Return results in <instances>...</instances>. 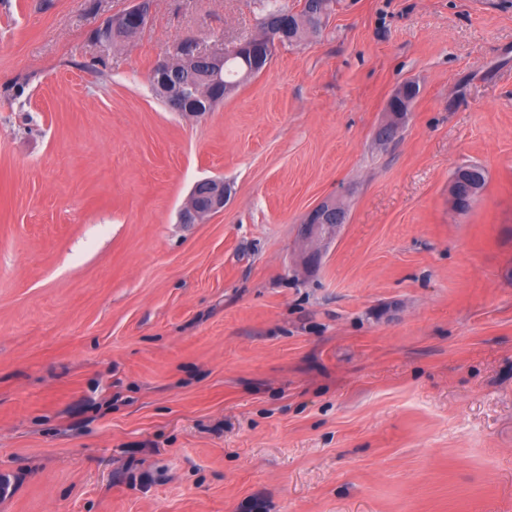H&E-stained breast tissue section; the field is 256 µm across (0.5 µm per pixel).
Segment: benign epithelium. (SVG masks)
Returning <instances> with one entry per match:
<instances>
[{
    "label": "benign epithelium",
    "instance_id": "7a95c632",
    "mask_svg": "<svg viewBox=\"0 0 512 512\" xmlns=\"http://www.w3.org/2000/svg\"><path fill=\"white\" fill-rule=\"evenodd\" d=\"M295 14H287L284 21H276L268 29V41L279 45L288 40L294 28ZM149 18V0H137L128 10L109 17L93 30L92 40L103 46H109L121 34L134 38L147 24ZM224 73V52L208 51L189 39L173 47L164 58L153 66L154 82L166 89L168 109L193 115L195 99L192 93L198 89L207 92L209 103L222 99ZM417 90L414 84L405 83L399 87L388 104L390 120L376 133L380 142L394 139L403 126V119ZM481 182L475 168H458L450 185L452 206L463 208L481 193ZM227 188L224 181L208 179L195 185L186 199L180 213L183 224H198L215 214L224 211ZM347 221V208L338 200H327L312 208L301 224V236L312 241L323 233H330Z\"/></svg>",
    "mask_w": 512,
    "mask_h": 512
}]
</instances>
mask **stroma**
<instances>
[{
    "label": "stroma",
    "mask_w": 512,
    "mask_h": 512,
    "mask_svg": "<svg viewBox=\"0 0 512 512\" xmlns=\"http://www.w3.org/2000/svg\"><path fill=\"white\" fill-rule=\"evenodd\" d=\"M264 2L151 0L101 47L131 0H0V512H512V0H336L164 107L154 63ZM209 178L223 212L180 223ZM149 0H139L128 10L109 17L93 30L92 40L103 46H109L118 34L134 38L147 24L149 18ZM417 90L414 84L404 83L392 96L388 104L390 120L384 124L376 133L380 142H387L394 139L403 126V119L409 106L415 100ZM402 104V107H400ZM476 174L475 168L471 166H462L456 170L450 185L452 206L463 208L479 196L486 185V177L481 175L480 182ZM347 208L339 200H327L312 208L301 224V236L312 241L322 233H331L347 221Z\"/></svg>",
    "instance_id": "1"
}]
</instances>
